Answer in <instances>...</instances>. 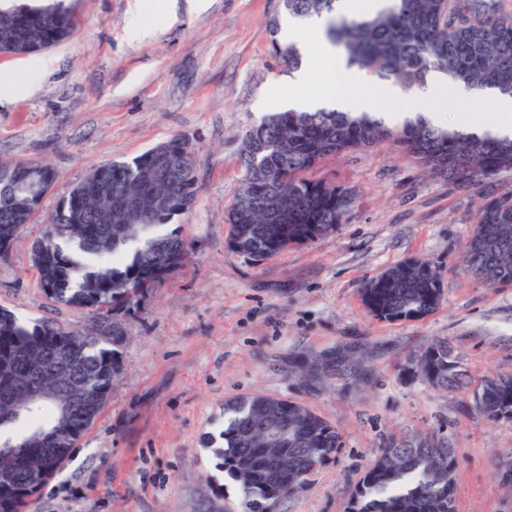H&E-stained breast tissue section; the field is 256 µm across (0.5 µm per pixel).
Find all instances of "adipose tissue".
<instances>
[{"mask_svg":"<svg viewBox=\"0 0 512 512\" xmlns=\"http://www.w3.org/2000/svg\"><path fill=\"white\" fill-rule=\"evenodd\" d=\"M325 18L313 17L306 20L287 21L282 31L284 42L296 41L298 30H306L309 42L303 46L304 55L318 54L325 58L332 71V78L319 94L293 98L295 109L313 111L329 104L340 109L372 112L379 103L385 102L397 110H406L412 99L410 92L402 86L387 82L376 86L369 85L363 75L346 68L333 46L325 38Z\"/></svg>","mask_w":512,"mask_h":512,"instance_id":"ef3b65f1","label":"adipose tissue"}]
</instances>
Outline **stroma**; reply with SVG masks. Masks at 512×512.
<instances>
[{"label":"stroma","mask_w":512,"mask_h":512,"mask_svg":"<svg viewBox=\"0 0 512 512\" xmlns=\"http://www.w3.org/2000/svg\"><path fill=\"white\" fill-rule=\"evenodd\" d=\"M69 40L39 54L0 55V77L25 91L0 98V162L46 163L57 179L0 260V305L24 320L49 317L84 329L85 311L45 294L32 246L71 188L94 169L129 160L174 136L195 148L198 190L166 229L188 246L186 263L132 306L113 310L124 373L70 460L39 492L34 512H249L219 468L208 438L224 428L225 400L262 393L299 402L341 436L336 456L274 512H347L361 477L389 442L433 431L459 466L455 512H512L501 481L512 461V421L493 422L473 387L512 374V286L490 288L466 272L464 245L484 201L512 191V172L483 186L429 176L382 143L326 157L311 176L352 188L333 233L262 261L229 249L228 211L243 169L241 140L274 112L271 90L317 93L329 80L312 57L303 85L273 47L280 0H64ZM143 12L147 37L128 25ZM436 267L437 311L419 320L372 317L361 290L396 263ZM448 339L471 388L444 391L417 376L416 357ZM347 357L370 380L331 372L318 391L297 376L298 358Z\"/></svg>","instance_id":"obj_1"}]
</instances>
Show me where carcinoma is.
Returning <instances> with one entry per match:
<instances>
[{"mask_svg":"<svg viewBox=\"0 0 512 512\" xmlns=\"http://www.w3.org/2000/svg\"><path fill=\"white\" fill-rule=\"evenodd\" d=\"M339 0H281L290 16L327 19L326 35L343 50L348 66L404 86L420 87L440 71L465 85L474 103L488 90L512 97V12L500 0H398L389 13L353 21L336 11ZM76 31L62 3L0 8V50L33 54L63 42ZM389 143L410 155L429 174L466 185H482L512 171V138L487 129L468 132L434 125L422 116L389 125L375 112H274L249 130L240 147L243 179L228 211V246L253 260L278 256L336 230L354 199L350 188L311 179L306 173L325 157ZM166 171L171 203L151 200L155 174ZM76 184L48 218V230L33 246L47 261L36 266L41 287L55 303L85 310L94 324L63 327L50 318L20 321L0 307V377L37 374L56 357L72 360V378L47 379L49 395L15 413L0 401V512H29L45 483L68 461L71 449L104 410L112 384L122 374L121 327L111 319L144 291L188 259L184 239L160 228L188 211L197 194L195 151L181 136L155 145L130 161H114ZM126 196L139 202L125 211L121 230L99 223L110 203ZM39 203H28L0 185V243L12 244ZM464 263L490 288L512 285V192L481 205ZM439 277L429 263L404 261L369 281L362 300L385 320L423 318L440 306ZM417 375L444 390L466 388L467 372L453 346L439 339L419 356ZM330 368L303 361L298 377L321 385ZM72 382L96 396L89 418L67 420L53 393ZM477 407L493 421H512V375L485 379ZM267 408L288 448V472L269 470L265 449L254 441L255 413ZM223 446L213 450L221 467L254 512H271L281 499L299 494L309 475L341 447L336 429L306 406L262 394L224 403ZM455 449L425 434L383 448L355 491L349 512H454Z\"/></svg>","mask_w":512,"mask_h":512,"instance_id":"cac0c4a2","label":"carcinoma"}]
</instances>
